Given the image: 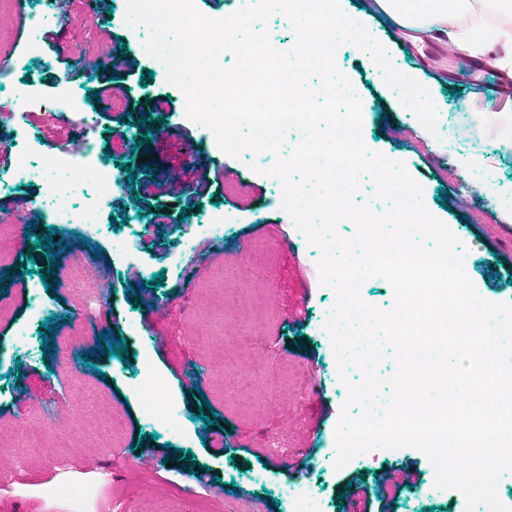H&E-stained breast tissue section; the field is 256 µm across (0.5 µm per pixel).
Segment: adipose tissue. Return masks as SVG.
<instances>
[{"label":"adipose tissue","mask_w":512,"mask_h":512,"mask_svg":"<svg viewBox=\"0 0 512 512\" xmlns=\"http://www.w3.org/2000/svg\"><path fill=\"white\" fill-rule=\"evenodd\" d=\"M487 0H375L398 26L421 39L447 32L456 62H479L512 76V0H488L495 20L485 23L481 6Z\"/></svg>","instance_id":"obj_1"}]
</instances>
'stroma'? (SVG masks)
Instances as JSON below:
<instances>
[{"label": "stroma", "mask_w": 512, "mask_h": 512, "mask_svg": "<svg viewBox=\"0 0 512 512\" xmlns=\"http://www.w3.org/2000/svg\"><path fill=\"white\" fill-rule=\"evenodd\" d=\"M59 9L60 26L43 38L45 63L21 70L11 58L0 69V140L44 129L42 156L76 135L98 140L123 180L98 221L125 231L112 237L71 225L69 251L56 268L35 245L51 225L46 213L37 212L30 229L14 220L45 194V182L0 191V444L7 449L0 468L11 472L9 486L0 487V512H291L275 492L286 481L315 512H344L348 483L371 489L395 469L418 473L417 484L401 488L390 505L371 500L369 512H465L459 491L435 487L433 466L417 449H377L335 468V428L347 399L324 328L335 293L320 283L319 248L282 207L280 181L263 173L272 158L253 162L206 148L204 125L187 118L143 38L121 24L126 0H112L110 19L96 28L86 21L85 0H61ZM343 9L438 108L433 139L420 133L371 56L342 45L340 70L361 100L366 146L404 163L420 183L427 209L466 248L478 293L512 303V223L502 217L512 207V99H500L491 71L459 69L441 40L410 42L375 0H343ZM119 46L134 65L111 75L100 50ZM68 80L85 93L83 111L53 107ZM107 80L112 107L103 116L93 92ZM31 87L41 102L20 109L18 97ZM158 98L168 111L152 112ZM479 111L502 123L504 139L483 136L470 120ZM130 113L139 122L127 124L125 138L112 136L115 120ZM151 129L166 135L163 151L146 140ZM472 154L481 164L470 171ZM130 171L136 183L125 182ZM203 178L210 188L169 237L176 242L212 211L224 217L223 235H194L186 254L176 245L145 249L155 232L145 195L177 213L186 187ZM248 265L256 278L242 276ZM50 268L57 280L48 290L40 275ZM159 272L164 281L156 287ZM17 273L24 288L10 281ZM243 298L260 306L264 334L252 349L240 330ZM51 318L60 325L48 350L43 324ZM106 332L126 339L127 355H100L96 339ZM145 371L181 417L180 430L147 420L138 388ZM206 402L223 420L225 449L217 456L198 418ZM277 440L287 454L269 453Z\"/></svg>", "instance_id": "1"}]
</instances>
